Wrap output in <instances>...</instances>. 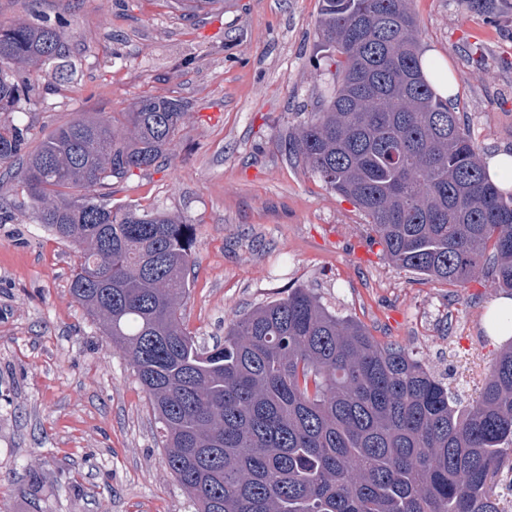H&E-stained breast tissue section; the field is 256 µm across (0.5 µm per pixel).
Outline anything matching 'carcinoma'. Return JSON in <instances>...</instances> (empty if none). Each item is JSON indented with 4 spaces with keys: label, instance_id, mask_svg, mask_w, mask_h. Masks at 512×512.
Instances as JSON below:
<instances>
[{
    "label": "carcinoma",
    "instance_id": "cac0c4a2",
    "mask_svg": "<svg viewBox=\"0 0 512 512\" xmlns=\"http://www.w3.org/2000/svg\"><path fill=\"white\" fill-rule=\"evenodd\" d=\"M224 0H175L186 16ZM336 86L284 148L367 219L398 268L512 290V194L422 70L410 0H322ZM62 23H0V113L36 90L20 71L72 75ZM184 105L143 96L120 116L79 114L41 145L0 122V181L73 246L70 293L110 336L160 424L165 464L199 512H512V341L474 404L402 346L293 288L205 347L184 323L196 229L115 208L104 190L154 166Z\"/></svg>",
    "mask_w": 512,
    "mask_h": 512
}]
</instances>
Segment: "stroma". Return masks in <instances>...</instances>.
Returning <instances> with one entry per match:
<instances>
[{
  "label": "stroma",
  "mask_w": 512,
  "mask_h": 512,
  "mask_svg": "<svg viewBox=\"0 0 512 512\" xmlns=\"http://www.w3.org/2000/svg\"><path fill=\"white\" fill-rule=\"evenodd\" d=\"M319 10L320 0H224L187 19L171 0H0V22L65 21L76 68L68 81L39 77L13 119L35 146L81 112H124L145 95L183 102L166 158L113 182L112 201L195 226L188 331L213 345L236 316L310 288L472 400L507 342L486 330L499 297L490 279L450 286L388 264L363 213L279 145L336 83ZM413 10L482 154L512 150V0H414ZM76 261L29 210L0 223V503L195 512L135 373L70 294Z\"/></svg>",
  "instance_id": "1"
}]
</instances>
